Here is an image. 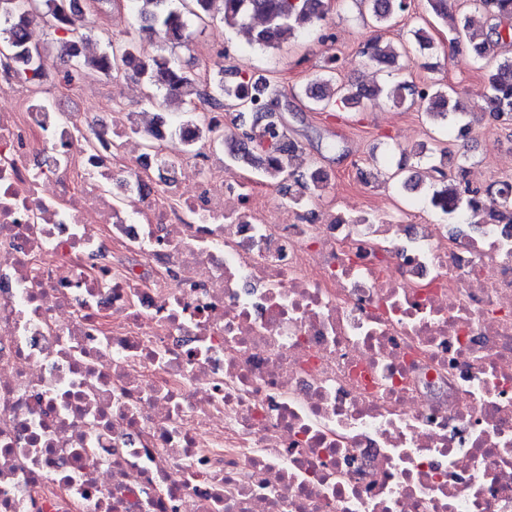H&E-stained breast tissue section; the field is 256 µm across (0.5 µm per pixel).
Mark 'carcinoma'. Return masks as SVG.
<instances>
[{"instance_id":"carcinoma-1","label":"carcinoma","mask_w":512,"mask_h":512,"mask_svg":"<svg viewBox=\"0 0 512 512\" xmlns=\"http://www.w3.org/2000/svg\"><path fill=\"white\" fill-rule=\"evenodd\" d=\"M63 2L40 0L38 9L28 11L19 8V0H0V49L11 53L14 73L31 92H39L42 83L27 75L26 27L38 20L46 23L55 16L58 26L70 34L58 57L65 66L64 79L72 82L87 76L131 74L144 83L147 105L155 107L162 100L177 101L181 115L176 125L167 126L168 130L179 133L192 129L203 145L215 139L217 126L202 120L195 110L185 108L188 102L201 96L200 82L165 54L164 46L181 43L193 22H204L218 14L225 27L247 31L251 30L250 21L260 17L262 25L254 30L249 42L259 48H274L285 39L304 36L322 27L328 13V0H181L180 8L172 6V0H133L139 19L138 38L121 44L119 57L114 54L112 44L99 56L85 57L80 54L79 45L87 40L88 33L78 25L77 19L83 11L69 8L60 13L58 9ZM360 2L367 4L377 25L386 27L408 7V0ZM472 2L483 13V26L473 30L465 21L455 30L452 41L467 39L474 58L485 61L488 86L485 110L492 120L506 123L512 121V56L491 57L489 52L500 42L501 23H512V0ZM365 55L378 65L390 66L395 63L398 51L391 44L376 41L368 44ZM304 92L315 106L324 110L358 104L381 93L382 88H361L354 92L331 79L319 78L307 85ZM388 97L397 105L409 97H417L427 102L430 120L454 124L460 137L470 132L472 113L451 87L400 83L388 92ZM207 99L214 107L232 114L230 125L237 133L224 137V143L229 145L228 157L233 168L253 169L264 180L279 185L292 179L301 186L298 196L315 197L316 191L323 187L324 173L315 169L305 176H297L288 171V158L298 150V144L266 115V106L279 101V87L275 82L242 74L239 79L226 83L221 77L213 84ZM258 131L270 134V147L265 149L256 142ZM431 203L450 216H465L470 224H512V181L504 179L485 190L473 188L462 162L454 177L441 180L440 188L432 192Z\"/></svg>"}]
</instances>
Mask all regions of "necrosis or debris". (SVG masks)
<instances>
[{"instance_id": "necrosis-or-debris-1", "label": "necrosis or debris", "mask_w": 512, "mask_h": 512, "mask_svg": "<svg viewBox=\"0 0 512 512\" xmlns=\"http://www.w3.org/2000/svg\"><path fill=\"white\" fill-rule=\"evenodd\" d=\"M4 84L0 512H512V227L274 226L92 85Z\"/></svg>"}]
</instances>
